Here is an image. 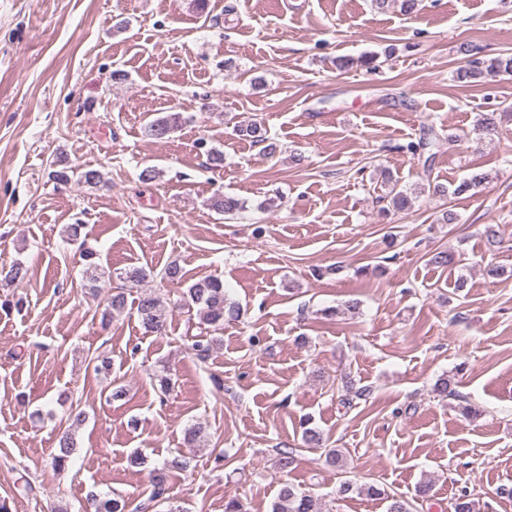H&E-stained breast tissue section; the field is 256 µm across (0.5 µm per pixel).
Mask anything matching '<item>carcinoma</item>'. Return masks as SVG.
<instances>
[{
  "mask_svg": "<svg viewBox=\"0 0 512 512\" xmlns=\"http://www.w3.org/2000/svg\"><path fill=\"white\" fill-rule=\"evenodd\" d=\"M376 8L386 10L390 7L399 8V12L410 16L418 11L420 0H372ZM512 74V54H500L489 60L470 58L456 71V80L460 83L471 84L483 81L488 76ZM181 113H170L150 122L144 129L147 137L155 140L168 138L181 124ZM240 135L252 139L256 143L265 144V150L273 154L276 152L275 143L269 141L263 125L252 121L237 128ZM488 174L473 172L457 184L453 190L442 185L432 187V193L442 197L448 194L463 195L484 183ZM413 192L404 187L392 185L388 192L379 196V200L387 202L388 207L394 210H406L412 204ZM210 207L226 216H233L245 209L244 202L224 194H216L210 199ZM84 225L69 224L66 226V238L69 241H80V259L84 261L83 284L84 288L96 287L101 268L96 262V252L85 246L80 240ZM27 277V268L19 261L12 263L8 269L0 270V282L11 285ZM123 279L135 287L142 289L133 301H128L123 291L111 294L101 313L102 323L111 321L113 315L123 313L127 306H135L138 320L146 331L159 332L164 326L163 298L156 292L144 289L146 283L154 279V272L146 267H130L123 272ZM183 302L188 308L196 310L198 318L197 327L207 335L196 336L190 345L200 360H205L217 342L213 333L224 328V322L236 320L241 315L238 303L229 300L224 291V280L219 276H208L194 281L183 293ZM86 419V413L78 406L70 408L68 413V429L63 431L58 440V450L52 457V468L58 472L68 466L70 458L76 450L75 429L79 428ZM302 441L309 447L323 445L322 431L313 425L311 416H306L301 422ZM188 462L181 454H173L166 458L161 466L152 470L153 492L148 501L130 508L127 499L121 496H104L96 499L95 512H148V509L168 504L167 512H180V509L169 504L167 493V476L173 471H183ZM365 494L369 497L384 499L388 502L386 512H412V504L404 499L385 493L375 485L357 487L346 481L340 486V493L344 496L352 494ZM271 512H321L317 499L311 493L285 483L279 491L277 500L271 506Z\"/></svg>",
  "mask_w": 512,
  "mask_h": 512,
  "instance_id": "1",
  "label": "carcinoma"
}]
</instances>
